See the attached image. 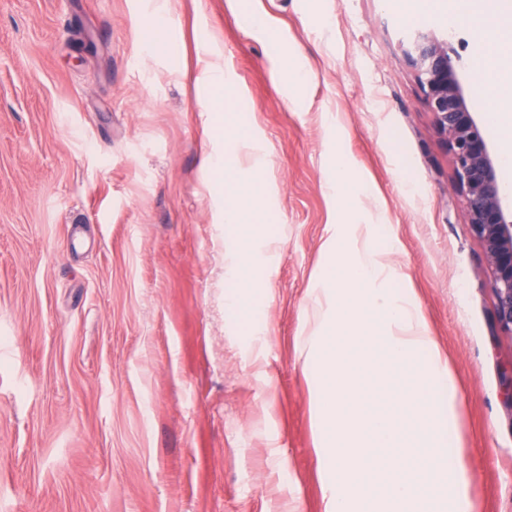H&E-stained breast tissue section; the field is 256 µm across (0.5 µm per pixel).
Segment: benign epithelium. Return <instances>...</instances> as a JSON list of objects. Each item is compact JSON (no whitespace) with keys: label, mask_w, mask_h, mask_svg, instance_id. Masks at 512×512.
I'll use <instances>...</instances> for the list:
<instances>
[{"label":"benign epithelium","mask_w":512,"mask_h":512,"mask_svg":"<svg viewBox=\"0 0 512 512\" xmlns=\"http://www.w3.org/2000/svg\"><path fill=\"white\" fill-rule=\"evenodd\" d=\"M405 55L416 72L437 132L451 153L467 223L484 250L495 298V326L512 338V210L503 208L495 162L482 129L468 111L447 42L416 30L406 35Z\"/></svg>","instance_id":"1"}]
</instances>
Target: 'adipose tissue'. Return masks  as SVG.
Returning <instances> with one entry per match:
<instances>
[{
  "instance_id": "adipose-tissue-1",
  "label": "adipose tissue",
  "mask_w": 512,
  "mask_h": 512,
  "mask_svg": "<svg viewBox=\"0 0 512 512\" xmlns=\"http://www.w3.org/2000/svg\"><path fill=\"white\" fill-rule=\"evenodd\" d=\"M488 39L495 47L488 53L484 66L487 78L496 82L499 89L496 109L489 113L488 121L501 137V165L506 175H512V38L498 29L488 32ZM178 75L189 81L196 99L204 111L220 112L224 98L214 97L213 87L224 86V57L218 48L208 49L199 70H191L188 63H181ZM222 166H248L247 178L235 187L236 202L225 209L224 221L234 228L232 247L236 254L234 278L238 291L227 301L229 315L246 330L254 332L257 316L266 304L265 273L261 270L256 252L257 232L263 226V213L255 205L256 198L265 192L267 161L257 153L252 139L239 135L224 142Z\"/></svg>"
}]
</instances>
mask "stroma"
<instances>
[{
    "label": "stroma",
    "instance_id": "obj_1",
    "mask_svg": "<svg viewBox=\"0 0 512 512\" xmlns=\"http://www.w3.org/2000/svg\"><path fill=\"white\" fill-rule=\"evenodd\" d=\"M149 0H0V512H322L310 393L297 354L323 245L349 212L329 197L342 151L366 184L354 210L388 225L456 375L472 512H512V412L482 246L400 42L445 39L492 157L475 95L485 28L512 0L404 18L392 0H174L170 42L201 21L244 93L201 111L175 51L141 32ZM274 23L250 28L251 8ZM312 72L289 103L278 42ZM230 133L269 165L261 251L266 339L227 319L224 207L236 173L206 168Z\"/></svg>",
    "mask_w": 512,
    "mask_h": 512
}]
</instances>
